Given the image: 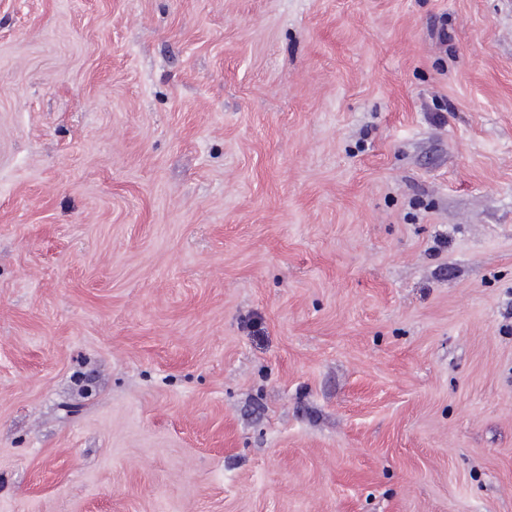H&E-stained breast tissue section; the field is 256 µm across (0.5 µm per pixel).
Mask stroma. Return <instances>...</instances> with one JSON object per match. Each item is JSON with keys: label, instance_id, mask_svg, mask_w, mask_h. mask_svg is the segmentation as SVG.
<instances>
[{"label": "stroma", "instance_id": "obj_1", "mask_svg": "<svg viewBox=\"0 0 512 512\" xmlns=\"http://www.w3.org/2000/svg\"><path fill=\"white\" fill-rule=\"evenodd\" d=\"M0 512H512V0H0Z\"/></svg>", "mask_w": 512, "mask_h": 512}]
</instances>
